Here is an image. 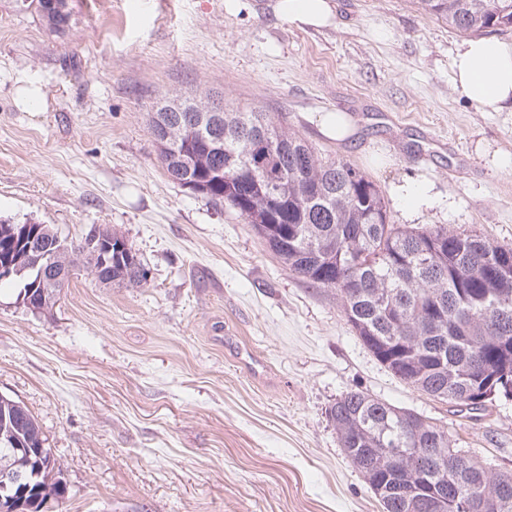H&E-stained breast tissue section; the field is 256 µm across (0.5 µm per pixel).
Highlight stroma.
I'll list each match as a JSON object with an SVG mask.
<instances>
[{"label":"stroma","instance_id":"obj_1","mask_svg":"<svg viewBox=\"0 0 512 512\" xmlns=\"http://www.w3.org/2000/svg\"><path fill=\"white\" fill-rule=\"evenodd\" d=\"M69 0L65 32L0 0V221L79 241L121 235L140 287L72 275L52 309L0 287V394L61 469L47 512H381L328 411L350 390L453 428L512 471V400L468 419L394 377L243 217L169 179L150 117L165 100L265 112L379 186L390 223L512 247V112L452 83L465 37L413 0H334L299 29L278 0ZM41 96L26 107L28 83ZM347 113L356 134L324 137ZM430 189L429 205L399 196ZM319 129L322 133L336 139H345L355 134L356 127L342 112H326L319 118Z\"/></svg>","mask_w":512,"mask_h":512}]
</instances>
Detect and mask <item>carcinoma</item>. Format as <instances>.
I'll return each instance as SVG.
<instances>
[{"label":"carcinoma","instance_id":"1","mask_svg":"<svg viewBox=\"0 0 512 512\" xmlns=\"http://www.w3.org/2000/svg\"><path fill=\"white\" fill-rule=\"evenodd\" d=\"M418 8L465 35L512 32V0H415ZM187 112L153 113L179 125ZM174 182L196 180L197 192L236 211L272 254L306 282L336 293L347 323L393 376L462 411L512 396L487 388L486 401L470 402L492 376L512 379V248L476 232L391 224L376 184L349 162L325 161L296 134L262 112H226L224 126L190 144L207 172L169 158L184 144L158 145ZM15 224H0V262L17 251ZM38 259L67 244L41 225ZM112 264L101 269L86 257L100 282L140 286L143 263L123 237L112 234ZM38 279L28 267L0 285L27 295ZM340 447L363 475L382 512H512V472L501 471L475 448H459L452 432L408 410L351 390L330 409ZM13 434L47 466L35 488L40 503L64 498L53 478L56 460L37 419L22 402L0 396V454Z\"/></svg>","mask_w":512,"mask_h":512}]
</instances>
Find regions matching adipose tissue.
I'll use <instances>...</instances> for the list:
<instances>
[{
    "mask_svg": "<svg viewBox=\"0 0 512 512\" xmlns=\"http://www.w3.org/2000/svg\"><path fill=\"white\" fill-rule=\"evenodd\" d=\"M277 14L299 28L322 27L335 18L332 0H279ZM453 81L468 101L489 112L512 109V43L472 38L458 49Z\"/></svg>",
    "mask_w": 512,
    "mask_h": 512,
    "instance_id": "adipose-tissue-1",
    "label": "adipose tissue"
}]
</instances>
